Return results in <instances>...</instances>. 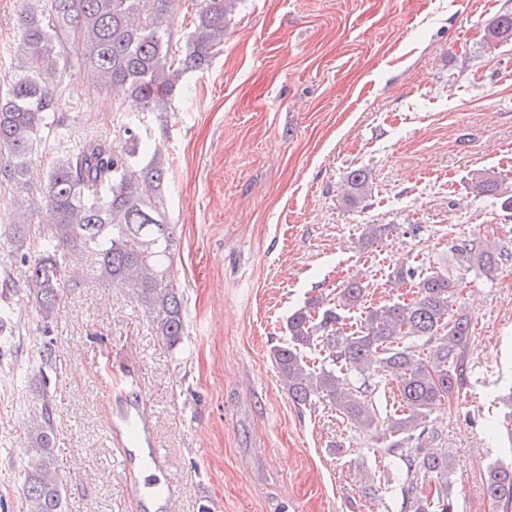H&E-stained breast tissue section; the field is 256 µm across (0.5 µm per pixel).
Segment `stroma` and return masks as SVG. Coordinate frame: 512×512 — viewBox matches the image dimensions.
I'll list each match as a JSON object with an SVG mask.
<instances>
[{"label":"stroma","instance_id":"1","mask_svg":"<svg viewBox=\"0 0 512 512\" xmlns=\"http://www.w3.org/2000/svg\"><path fill=\"white\" fill-rule=\"evenodd\" d=\"M23 0H0V88L13 75ZM512 0H242L211 67L186 75L173 111L146 113L176 226L171 277L187 335L169 347L124 288H67L50 324L57 363L55 454L67 512H140L112 448L113 392L133 389L176 488L173 512H410L405 473L365 431L328 409L298 411L269 357L288 314L360 276L370 305L407 294L396 269L444 262L452 240L512 251V215L475 189L512 185V42L484 29ZM72 145L115 139L126 100L62 85ZM370 173L359 205L343 177ZM370 224L397 230L368 244ZM420 225L417 234L409 225ZM456 307L474 334L464 393L433 410L434 453L452 457L459 512H497L484 477L512 461V264L460 275ZM42 321H11L21 380L0 377V512H22L19 473L40 410Z\"/></svg>","mask_w":512,"mask_h":512}]
</instances>
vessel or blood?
<instances>
[{
	"instance_id": "obj_1",
	"label": "vessel or blood",
	"mask_w": 512,
	"mask_h": 512,
	"mask_svg": "<svg viewBox=\"0 0 512 512\" xmlns=\"http://www.w3.org/2000/svg\"><path fill=\"white\" fill-rule=\"evenodd\" d=\"M111 419L116 439L127 450L128 461L138 464L137 472L130 475V482L140 498L142 512H167L171 488L167 481L157 478L158 472L165 469V461L140 400L127 392L120 394L112 404Z\"/></svg>"
}]
</instances>
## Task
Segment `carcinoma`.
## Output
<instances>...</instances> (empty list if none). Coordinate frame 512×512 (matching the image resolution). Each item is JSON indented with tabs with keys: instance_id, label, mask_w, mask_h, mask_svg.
Instances as JSON below:
<instances>
[{
	"instance_id": "carcinoma-1",
	"label": "carcinoma",
	"mask_w": 512,
	"mask_h": 512,
	"mask_svg": "<svg viewBox=\"0 0 512 512\" xmlns=\"http://www.w3.org/2000/svg\"><path fill=\"white\" fill-rule=\"evenodd\" d=\"M239 0H200L186 49L179 51L167 14L169 0H24L17 21L19 49L9 87L0 91V188L11 197L10 223L0 224V265H21L28 298L43 320L40 372L52 368L55 346L48 324L68 284L79 279L125 285L147 310L160 308L156 330L171 347L186 330L184 298L170 275L175 227L164 210V160L142 152L144 114L123 112L122 134L109 142L85 140L57 156L40 185L39 218L24 206L31 162L48 140H70L59 115L61 81L81 71L95 86L139 99L148 112L167 109L185 73L204 71L224 43V26ZM488 45L512 41V13L484 29ZM369 181L365 168L347 173L345 202L354 207ZM475 189L512 211V192L486 174ZM448 267H408L397 278L411 283L409 299L363 304L364 288L348 281L330 303L307 301L286 321L285 340L270 350L288 397L299 411L330 407L367 430L384 427V455L406 468L404 495L413 512H457L448 492L455 463L448 455H420L438 432L427 427L442 401L468 383L471 321L453 311L457 270L487 279L512 253L480 238L454 241ZM11 280L0 283V329L13 318ZM359 312L356 328L343 329ZM428 347L426 357L420 349ZM395 383L400 412L382 417L373 400L382 381ZM41 412L26 433L19 474L24 512H67L66 491L54 453L52 394L41 389ZM435 494L422 496L424 479ZM489 500L512 512V464L493 465L485 477Z\"/></svg>"
}]
</instances>
